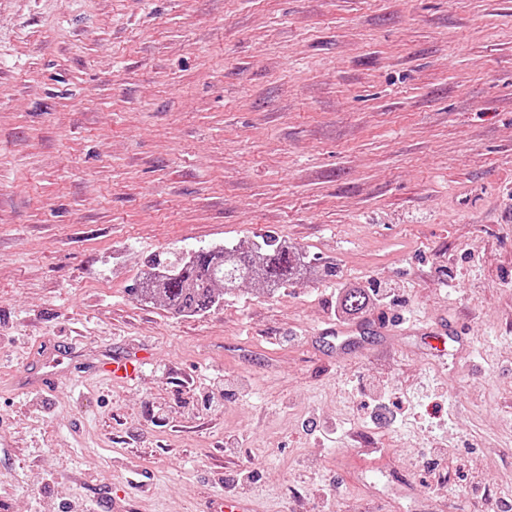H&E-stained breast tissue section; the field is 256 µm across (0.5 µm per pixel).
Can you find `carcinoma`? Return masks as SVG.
<instances>
[{"instance_id":"1","label":"carcinoma","mask_w":512,"mask_h":512,"mask_svg":"<svg viewBox=\"0 0 512 512\" xmlns=\"http://www.w3.org/2000/svg\"><path fill=\"white\" fill-rule=\"evenodd\" d=\"M165 266L168 270L157 273L154 281L137 292L145 298H159L168 308L183 314L209 309L216 301L219 285L226 295L246 281L271 292L310 274L299 254L270 234L262 237L254 250H201L186 259L174 258ZM366 300L362 288H349L343 297L345 308L354 313L365 307Z\"/></svg>"}]
</instances>
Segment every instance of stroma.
Wrapping results in <instances>:
<instances>
[{"label":"stroma","instance_id":"35a3bbf8","mask_svg":"<svg viewBox=\"0 0 512 512\" xmlns=\"http://www.w3.org/2000/svg\"><path fill=\"white\" fill-rule=\"evenodd\" d=\"M268 233L335 276L132 293ZM227 495L512 512V0H0V512ZM140 358L112 357L99 366L92 367L94 373H104L112 380L132 379L144 366Z\"/></svg>","mask_w":512,"mask_h":512}]
</instances>
